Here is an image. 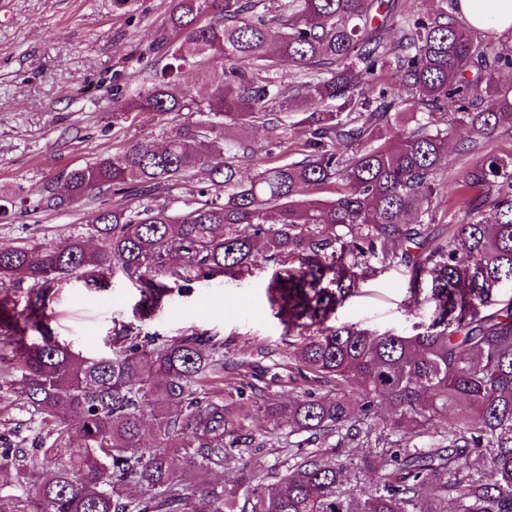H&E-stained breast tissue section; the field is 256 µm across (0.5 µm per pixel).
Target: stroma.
I'll return each instance as SVG.
<instances>
[{"label":"stroma","instance_id":"1","mask_svg":"<svg viewBox=\"0 0 512 512\" xmlns=\"http://www.w3.org/2000/svg\"><path fill=\"white\" fill-rule=\"evenodd\" d=\"M175 0H135L116 10L112 0H0V242L57 241L87 223L98 208L83 200L65 209L47 207L51 186L72 169L112 155L117 147L155 140L158 118L113 119V100L134 92V73L163 66L150 42L163 31ZM280 268L258 262L239 280L192 282L174 291L150 318H142L140 291L121 270L105 287L83 280L55 285L46 313L63 343L88 357L111 354L116 331L163 339L198 335L224 346L227 392L255 384L267 397L287 402L300 382L288 359L291 336L277 318L267 286ZM410 275L390 268L360 283L331 322L358 324L380 333L410 331L427 307L410 313ZM9 347L0 343V453L31 451L40 431L17 393ZM271 419L257 444L236 460L213 467L205 479L217 488L235 483L239 469L286 473L291 460L271 438L287 434Z\"/></svg>","mask_w":512,"mask_h":512}]
</instances>
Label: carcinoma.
I'll list each match as a JSON object with an SVG mask.
<instances>
[{
	"label": "carcinoma",
	"instance_id": "carcinoma-1",
	"mask_svg": "<svg viewBox=\"0 0 512 512\" xmlns=\"http://www.w3.org/2000/svg\"><path fill=\"white\" fill-rule=\"evenodd\" d=\"M435 2L406 16L396 0H176L154 39L167 63L141 75L135 99L113 100L117 118L164 117V146L121 147L52 192L60 206L97 193L144 203L101 208L60 241L0 244V288L34 287L20 312L0 298V336L51 439L43 456L69 449L33 485L36 512H512V298L496 299L512 282V153L494 147L512 139V86L496 80L512 55L460 26L448 13L457 0ZM186 70L207 98L183 86ZM455 124L470 133L459 149L470 159L455 179L464 216L445 232L436 216ZM253 125L267 160L245 180ZM296 125L306 139L287 162L278 151ZM200 173L189 210L172 214L160 197ZM333 188L332 199H302ZM260 259L285 267L271 301L296 333L290 358L323 396L303 390L284 407L212 393L224 345L198 337L119 331L111 356L87 358L56 340L46 315L51 286L73 278L96 284L118 267L152 308ZM399 266L412 303L427 283L429 323L405 334L328 324L360 281ZM273 417L321 443L274 482L248 471L219 491L177 475L173 455L204 474ZM341 431L370 448L360 463L327 445ZM131 484L144 496L128 497Z\"/></svg>",
	"mask_w": 512,
	"mask_h": 512
}]
</instances>
